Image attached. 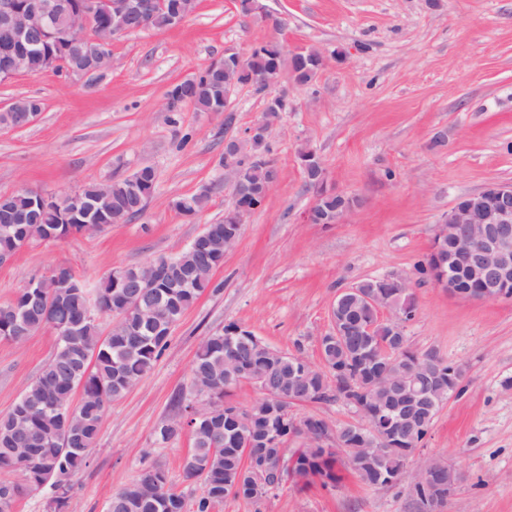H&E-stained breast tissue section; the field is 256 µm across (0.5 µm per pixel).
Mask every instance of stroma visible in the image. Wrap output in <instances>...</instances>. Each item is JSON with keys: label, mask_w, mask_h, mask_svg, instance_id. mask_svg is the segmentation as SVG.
<instances>
[{"label": "stroma", "mask_w": 512, "mask_h": 512, "mask_svg": "<svg viewBox=\"0 0 512 512\" xmlns=\"http://www.w3.org/2000/svg\"><path fill=\"white\" fill-rule=\"evenodd\" d=\"M267 42L326 57L312 84L291 87L268 140L278 183L245 219L236 246L173 330L153 368L107 409L97 443L74 476L65 512H106L114 494L162 462L176 489L188 434L165 444L205 336L235 323L270 346L319 362L338 290L369 278L410 276L418 301L406 328L411 349L461 364L463 391L438 412L421 454L444 458L462 482L446 512H512V300L455 298L423 278L436 224L454 202L493 181H512V0H197L181 25L113 41L98 76L58 70L0 81V109L41 101L22 129L0 127V194L22 188L60 195L85 184L156 173L144 215L93 235L33 242L0 263V304L35 275L70 266L88 288L112 269L183 251L203 226L223 221L232 188L220 159L226 138L260 121L265 95L237 90L232 113L163 108L171 85L193 78L225 50L250 55ZM316 153L328 190L359 197L338 224H308L315 202L298 151ZM210 188L197 219L174 197ZM52 329L23 342L0 339V417L51 358ZM262 512H409L404 485L373 488L344 471L334 489L285 484Z\"/></svg>", "instance_id": "1"}]
</instances>
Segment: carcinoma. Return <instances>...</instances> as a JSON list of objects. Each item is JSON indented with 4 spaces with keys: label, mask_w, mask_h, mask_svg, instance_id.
<instances>
[{
    "label": "carcinoma",
    "mask_w": 512,
    "mask_h": 512,
    "mask_svg": "<svg viewBox=\"0 0 512 512\" xmlns=\"http://www.w3.org/2000/svg\"><path fill=\"white\" fill-rule=\"evenodd\" d=\"M184 0H165V10L150 20L134 16L129 22L131 31L146 28L171 27L170 16L182 11ZM93 30L78 25L58 39L45 43V50L58 54L67 49L70 55L88 42ZM316 57L309 58L308 68L269 43L256 47L246 58L245 68L224 71V80L208 70L198 76L172 85L166 95L172 102L169 111L176 112L185 103H192L200 112L219 110L224 106V84L236 80L241 85L256 83L277 84L285 75L294 82L306 85L311 80L308 70ZM252 150L264 156L263 162L246 161L240 166L241 181L250 196H258L278 170L274 161L265 158L269 146L256 140ZM320 166L305 172L306 184L316 192V209L325 215L355 206L357 200L342 194H325L317 182ZM156 182L153 168L145 166L129 177L112 181V192L101 196L97 184L90 183L75 192L76 212L63 223L55 211H47L43 224H11L4 216L27 212L40 205L39 192L23 188L0 196V251L14 254L25 245L40 241L56 243L73 234H96L114 224H127L140 218L146 209ZM210 190L177 197L173 206L181 215L191 218L207 208ZM204 249L188 247L182 253L153 260L165 274L152 288H142L137 299L125 296L122 288L112 287V275H107L94 292L76 278L71 268L53 267L55 274L40 277L35 288H22L9 302L0 304V338L20 342L25 337L50 327L56 334V346L48 363L24 388L11 411L0 418V497L15 494L19 497L45 493L52 497L53 512H61L72 490L71 478L86 463L87 452L94 446L107 406L121 399L151 370L165 350L168 339L185 313L206 291L217 293L221 285L210 280L191 281L184 287L175 282L190 275L206 261L224 257V225L213 224L201 231ZM361 289L374 294L379 306L369 307L352 299L345 302V314L350 324L376 323V336L384 339L392 329L376 322L380 309L395 305L389 289L378 278L359 283ZM111 318V328L103 331L100 317ZM239 325L230 323L224 330L202 341L191 369L187 390L175 398L178 415L192 408L197 398L213 394L210 419L197 421L188 431L192 449L184 460L186 480L199 485V493L187 500L169 481L165 466L152 462L125 488L112 497L107 512H212L224 498H242L250 504H261L256 494L253 475L263 471L265 457L277 453L288 438L296 435V419L271 401L258 400L252 412L254 431L267 437L269 448L248 447L234 431V407L231 392L224 390L225 382L243 384L246 371L266 373L279 386L291 375L289 353L268 344L255 346L254 333L247 330L237 335ZM350 352L327 345L323 350L327 372L337 377L341 373L360 375L359 358L373 350V343L357 335L350 337ZM234 354L237 366L230 370L229 354ZM417 363V379L433 390L448 389V361L432 362L427 354L408 350L405 360L392 366L402 376ZM297 400L292 407L303 403H319L332 398L365 401L356 386L331 388L325 377L313 373L301 377L294 389ZM442 408L440 397L430 404V418L413 433L414 443L403 445L409 425L401 422L386 433L396 447H380L378 453L361 464L355 474L371 487L398 483L405 470V461L421 443ZM183 432L180 420L172 418L156 431V440L167 443ZM336 436L345 445V452L362 444L361 435L344 423L336 426ZM294 458L293 481L302 488L315 483L323 487L336 486L341 481L340 468L349 461L338 453L328 451L324 444L306 443L291 449ZM441 487L433 494L446 498L448 490L456 489L460 475L445 461H440ZM21 472L23 483L9 477Z\"/></svg>",
    "instance_id": "cac0c4a2"
}]
</instances>
